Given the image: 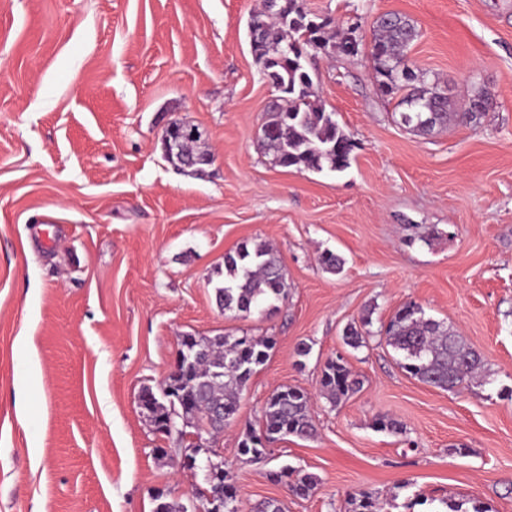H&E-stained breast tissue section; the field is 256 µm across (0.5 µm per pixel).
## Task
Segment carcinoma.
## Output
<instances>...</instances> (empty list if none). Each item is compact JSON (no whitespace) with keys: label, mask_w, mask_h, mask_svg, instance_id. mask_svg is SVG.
Wrapping results in <instances>:
<instances>
[{"label":"carcinoma","mask_w":512,"mask_h":512,"mask_svg":"<svg viewBox=\"0 0 512 512\" xmlns=\"http://www.w3.org/2000/svg\"><path fill=\"white\" fill-rule=\"evenodd\" d=\"M255 17L264 23L263 40L252 45L260 70L273 71L277 78L276 99L268 106L262 128V147L272 155L276 165L297 170L321 172L324 168L341 172L350 165L354 143L332 119V113L311 100L313 84L309 67L300 59V51H310L311 40L323 37L314 28L316 20L308 13L303 0H263L262 11ZM292 37L298 53L280 54L283 36ZM419 37L410 19L396 13L380 16L376 21L371 45V58L378 85L384 95L396 100L395 109L405 128L418 135H430L448 125L451 118L474 122L489 97L482 92L470 101L468 110H454L448 97V86L437 75L411 72L404 76L403 56ZM415 101L416 112H408L409 101ZM321 267L333 274L343 270L344 260L326 251L318 258ZM220 308L246 318L288 296L280 260L265 243H241L224 255V284L215 288ZM370 331L350 325L343 331L344 343L357 349L366 344ZM387 345L399 356V365L411 377L427 385L460 391L477 377L482 366L479 352L466 344L462 336L444 323L425 316L415 303L399 308L384 326ZM275 345L269 336L225 335L220 340L200 337L191 344L199 356L192 360L178 385L182 402L188 405L186 417L196 430L205 424L210 412L224 408V425H229L239 412L240 394L256 372L265 364ZM324 394L332 404L357 392L360 382L353 377L342 357L327 361L321 377ZM149 402L151 422L169 420L175 408L164 390L143 389ZM315 426L309 416L308 394L292 386L280 387L267 398L262 410L259 433L242 440L240 454L251 461L270 456V450L252 446L261 435L275 443L288 436L309 438ZM271 481L285 483L296 496L309 495L317 477L303 469L284 468L270 473ZM349 512H381L372 496L361 493L351 498Z\"/></svg>","instance_id":"carcinoma-1"}]
</instances>
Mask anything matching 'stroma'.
<instances>
[{
	"label": "stroma",
	"mask_w": 512,
	"mask_h": 512,
	"mask_svg": "<svg viewBox=\"0 0 512 512\" xmlns=\"http://www.w3.org/2000/svg\"><path fill=\"white\" fill-rule=\"evenodd\" d=\"M263 0H0V512H153L191 504L202 474L138 407L181 336H272L236 422L211 449L240 512H512V0H304L362 25L354 56H317L313 95L355 143L344 171L276 165L261 146L272 96L247 23ZM422 36L408 65L447 81L471 123L402 128L370 57L378 16ZM196 128L212 157L181 171L161 138ZM263 240L289 293L272 313H223L224 256ZM332 251L341 274L318 257ZM477 349L485 382L457 392L403 371L379 329L407 303ZM371 317L364 347L348 324ZM308 355H298L299 344ZM362 389L333 404L326 361ZM310 396L315 433L268 459L240 455L279 387ZM401 429L378 430L379 417ZM467 454L454 453L456 445ZM315 474L306 497L269 472Z\"/></svg>",
	"instance_id": "obj_1"
}]
</instances>
